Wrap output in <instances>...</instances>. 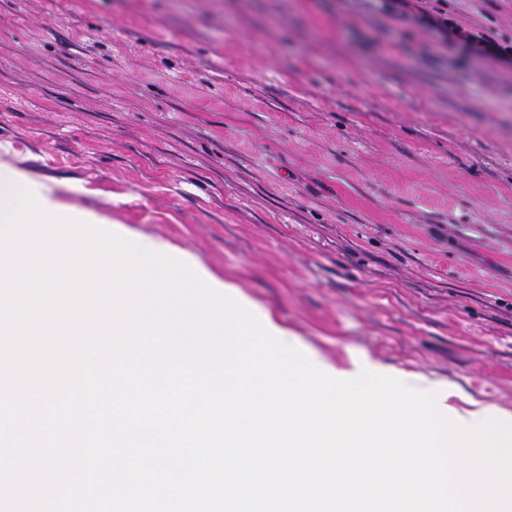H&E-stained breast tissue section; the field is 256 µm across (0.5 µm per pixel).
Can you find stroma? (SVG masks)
I'll return each mask as SVG.
<instances>
[{"instance_id":"stroma-1","label":"stroma","mask_w":512,"mask_h":512,"mask_svg":"<svg viewBox=\"0 0 512 512\" xmlns=\"http://www.w3.org/2000/svg\"><path fill=\"white\" fill-rule=\"evenodd\" d=\"M512 45V0H445ZM364 0H0V164L342 366L512 414V62Z\"/></svg>"}]
</instances>
